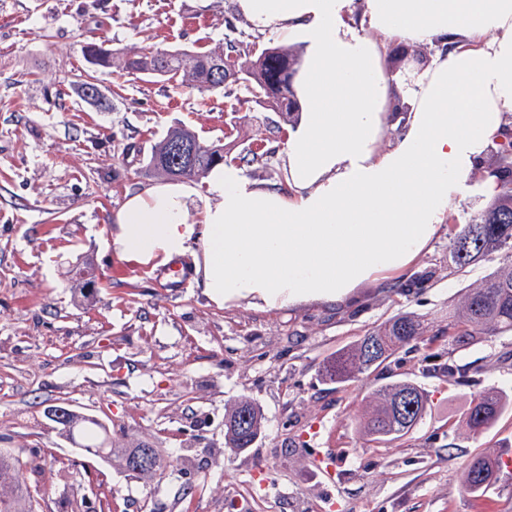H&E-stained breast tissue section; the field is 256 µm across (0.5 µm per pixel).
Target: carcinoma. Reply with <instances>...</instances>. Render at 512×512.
<instances>
[{"label": "carcinoma", "mask_w": 512, "mask_h": 512, "mask_svg": "<svg viewBox=\"0 0 512 512\" xmlns=\"http://www.w3.org/2000/svg\"><path fill=\"white\" fill-rule=\"evenodd\" d=\"M84 59L89 65L81 91L93 85L94 73L104 68H117L131 74H144L165 80H179L200 93L224 89V97L233 98L240 105L254 104L267 111L278 113L284 121L295 124L302 106L294 88V77L301 66L299 51L279 46L267 47L258 54L252 53L251 43L231 40L226 52L190 54L185 51L154 52L143 49L135 53L118 54L101 45L91 43L84 49ZM223 64L220 81L212 80L217 63ZM187 140L196 144L193 157L180 164L170 161L171 143ZM236 146L235 140L224 144L201 142L198 136L184 127H174L154 144L147 168L171 179H193L207 174L213 166L224 161V156ZM487 172L497 177L498 193L485 207L464 224L452 225V263L464 269L485 253L506 247L512 251V143L492 152ZM74 278L81 284L79 294L86 305L93 303L94 270L88 262L75 267ZM428 326L418 317L401 314L389 320L382 330L370 332L346 351L336 356L331 376L338 383L353 381L378 368L395 356L405 346L425 335ZM457 341L469 343L476 336H496L512 332V269L487 277L482 284L466 291L461 309L448 323ZM374 344L373 355H368V344ZM405 390L416 393L417 410L414 417L422 420L427 410V396L420 387L407 380L382 385L372 393L364 429L371 441L386 444L410 432L402 417L394 409L396 398ZM512 399L496 388H488L477 395L466 414V426L474 435L494 427ZM250 416L244 429L238 417L241 411ZM263 413L260 407L241 399L228 410L224 421L225 444L241 450L249 448L261 433ZM67 438L89 450L102 451L107 459L127 464L134 453L132 448L114 446L109 431L99 420L72 415L71 424L62 427ZM496 467L498 460L484 455L471 461L464 469L463 486L471 491V476L476 466ZM38 470L41 462L24 461L20 456L0 452V487L13 486L11 495L0 494V512H34L33 496L29 488L19 481L24 468Z\"/></svg>", "instance_id": "obj_1"}]
</instances>
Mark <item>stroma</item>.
I'll list each match as a JSON object with an SVG mask.
<instances>
[{
  "label": "stroma",
  "mask_w": 512,
  "mask_h": 512,
  "mask_svg": "<svg viewBox=\"0 0 512 512\" xmlns=\"http://www.w3.org/2000/svg\"><path fill=\"white\" fill-rule=\"evenodd\" d=\"M232 16L230 0H0V449L44 459L24 473L38 512H512V409L478 436L464 420L485 388L512 396V332L466 345L448 332L449 311L512 267V251L459 270L443 231L399 292L383 280L334 303L262 309L217 307L191 277L108 249L113 212L155 183L145 165L171 126L260 149L266 160L245 174L284 183L278 113L236 112L223 90L202 95L113 68L97 72L98 98L78 93L87 44L221 49ZM86 260L98 279L84 311L71 270ZM402 312L428 322L424 342L358 380L327 377L337 352ZM396 380L420 386L428 410L382 447L357 420L368 394ZM241 398L266 424L235 453L224 446V408ZM57 403L99 418L121 443L153 441L167 469L145 481L80 454L45 414ZM314 453L335 459L336 485L309 467ZM489 453L497 481L478 499L462 472Z\"/></svg>",
  "instance_id": "stroma-1"
}]
</instances>
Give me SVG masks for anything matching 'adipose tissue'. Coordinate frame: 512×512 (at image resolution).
Here are the masks:
<instances>
[{
	"label": "adipose tissue",
	"instance_id": "ef3b65f1",
	"mask_svg": "<svg viewBox=\"0 0 512 512\" xmlns=\"http://www.w3.org/2000/svg\"><path fill=\"white\" fill-rule=\"evenodd\" d=\"M349 2L233 0L257 30L305 47L287 187H258L226 164L202 188L148 185L112 215L121 260L156 268L192 253L196 281L219 306L333 302L406 273L453 203L496 194L494 179L471 177L512 141V0H357L355 18ZM397 44L433 53L402 73L387 63ZM392 97L408 110L380 152Z\"/></svg>",
	"mask_w": 512,
	"mask_h": 512
}]
</instances>
